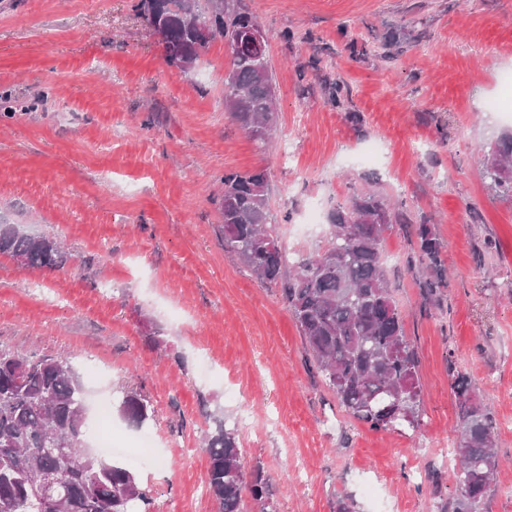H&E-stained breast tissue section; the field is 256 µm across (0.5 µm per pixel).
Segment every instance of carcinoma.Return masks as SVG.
<instances>
[{
    "label": "carcinoma",
    "mask_w": 512,
    "mask_h": 512,
    "mask_svg": "<svg viewBox=\"0 0 512 512\" xmlns=\"http://www.w3.org/2000/svg\"><path fill=\"white\" fill-rule=\"evenodd\" d=\"M137 0L134 5L160 37L166 59L185 70L209 42L199 40L188 12L199 0ZM231 9L199 12L211 39L230 45L232 67L224 77V110L260 148L274 147V78L268 48L252 45L261 27L242 0ZM490 185L512 190V136L484 155ZM224 249L260 280L280 288L317 372L353 417L374 430L418 425V361L393 299L381 249L384 232L400 212L372 191L355 194L329 215L323 247L289 259L272 226L265 171L224 173L220 201ZM420 263L432 269L423 288L436 295L445 276L441 243L431 224L416 228ZM0 254L32 269L64 262L57 239L22 224H0ZM459 419L455 448L457 496L452 512H483L499 460L494 422L475 399L464 374L450 376ZM120 415L144 427L153 420L149 401L126 392ZM86 392L73 367L52 355L21 353L0 345V512H35L32 484L49 480L64 500L62 512H150L152 499L134 472L97 454L87 440ZM208 490L219 512H242L244 483L235 432L218 422L205 434Z\"/></svg>",
    "instance_id": "carcinoma-1"
}]
</instances>
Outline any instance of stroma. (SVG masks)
Segmentation results:
<instances>
[{"instance_id":"obj_1","label":"stroma","mask_w":512,"mask_h":512,"mask_svg":"<svg viewBox=\"0 0 512 512\" xmlns=\"http://www.w3.org/2000/svg\"><path fill=\"white\" fill-rule=\"evenodd\" d=\"M134 0H0V220L59 238L54 270L0 256V344L51 354L106 399L115 430L150 433L133 465L152 512H218L204 431L222 417L246 512H452L451 371L497 426L485 512H512V193L480 164L512 121L486 109L512 71V0H243L269 36L278 126L262 151L224 110L223 39L171 67ZM265 170L282 244L324 245L325 217L375 189L407 220L382 242L419 360L420 421L374 430L317 373L275 286L224 250L228 171ZM446 270L425 303L415 227ZM140 390L147 430L122 419Z\"/></svg>"}]
</instances>
